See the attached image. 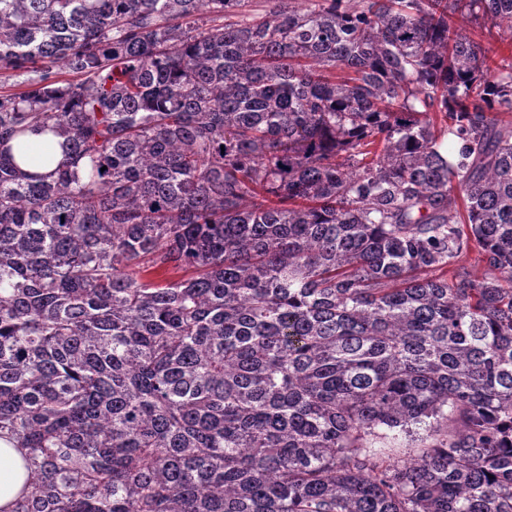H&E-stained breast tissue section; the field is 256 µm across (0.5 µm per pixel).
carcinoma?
<instances>
[{"mask_svg":"<svg viewBox=\"0 0 512 512\" xmlns=\"http://www.w3.org/2000/svg\"><path fill=\"white\" fill-rule=\"evenodd\" d=\"M304 2L0 0L13 512H512V0ZM459 24L464 34L491 48L497 57L512 54V43L510 40H501L498 28L494 27L491 22L483 20L475 22L472 18L459 16Z\"/></svg>","mask_w":512,"mask_h":512,"instance_id":"obj_1","label":"carcinoma"}]
</instances>
